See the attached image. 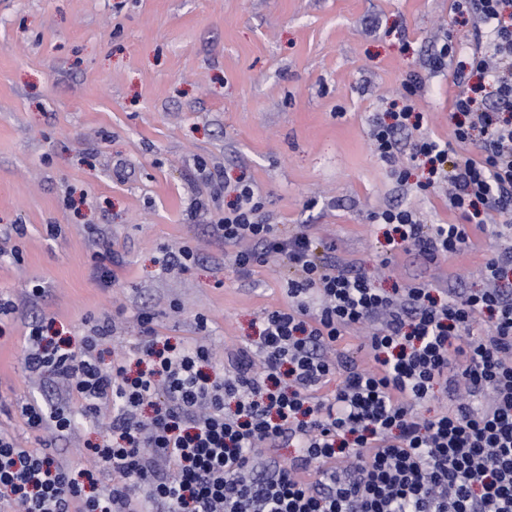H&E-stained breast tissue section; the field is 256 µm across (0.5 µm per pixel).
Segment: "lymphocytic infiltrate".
I'll return each mask as SVG.
<instances>
[{
  "label": "lymphocytic infiltrate",
  "instance_id": "f902f5d3",
  "mask_svg": "<svg viewBox=\"0 0 512 512\" xmlns=\"http://www.w3.org/2000/svg\"><path fill=\"white\" fill-rule=\"evenodd\" d=\"M454 7L475 15L488 44L460 60L452 40L437 49L434 68L456 61L458 119L448 138L412 137L409 157L448 181L460 221L426 225L402 208L375 216L394 226L393 247L431 261L466 250L472 228L499 239L512 230V0ZM415 87L407 81L391 124L371 133L383 162L411 127ZM259 210L241 184L212 229L226 244L253 243L233 255L238 273L284 257L288 304L264 314L255 351L231 356L222 373L203 371L208 348L172 346L149 314L133 348L145 368L133 376L101 357L110 317L62 347L46 342L43 322L27 323L24 372L61 389L22 406L26 424L68 436L74 399L86 417L106 405L112 414L88 448L97 468L76 477L53 449L1 433L0 491L18 512H512V292L500 286L512 247L487 260L484 287L441 293L422 281L387 293L374 274L321 258L309 233L281 234ZM355 326L368 330L370 364L329 359L326 349ZM330 382L334 393L319 396ZM441 392L447 409L421 416L418 406ZM292 443L296 460L271 456ZM103 469L121 482L103 484Z\"/></svg>",
  "mask_w": 512,
  "mask_h": 512
}]
</instances>
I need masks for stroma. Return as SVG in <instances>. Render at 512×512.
<instances>
[{
  "label": "stroma",
  "mask_w": 512,
  "mask_h": 512,
  "mask_svg": "<svg viewBox=\"0 0 512 512\" xmlns=\"http://www.w3.org/2000/svg\"><path fill=\"white\" fill-rule=\"evenodd\" d=\"M447 37L476 45L452 0H0V299L16 308L0 318V433L56 448L76 471L102 436L81 415L64 438L25 426L22 406L47 396L21 369L25 320L76 345L110 315L103 359L132 370L145 310L172 344H205L219 365L257 341L264 312L288 302V270L272 258L236 273L234 247L189 217L216 182L221 207L248 183L261 218L305 225L383 290L483 287L503 241L475 230L469 249L430 263L390 250L370 218L398 207L458 220L442 188L419 190L426 167L400 152L399 183L370 136L415 75L421 126L448 137L453 70L431 66ZM98 245L118 263L100 268ZM183 245L194 261L167 268Z\"/></svg>",
  "instance_id": "stroma-1"
}]
</instances>
